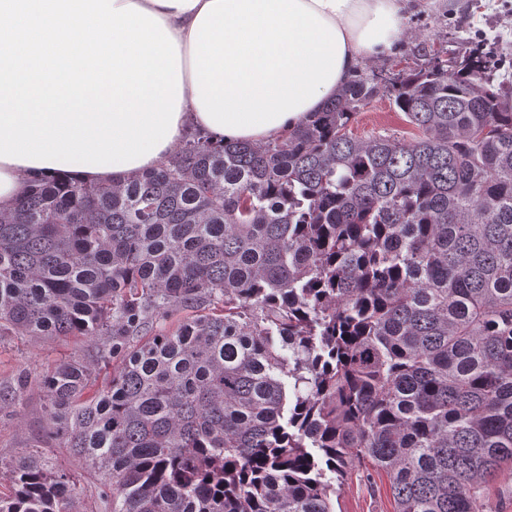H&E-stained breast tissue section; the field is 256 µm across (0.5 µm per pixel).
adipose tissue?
Returning a JSON list of instances; mask_svg holds the SVG:
<instances>
[{
    "mask_svg": "<svg viewBox=\"0 0 512 512\" xmlns=\"http://www.w3.org/2000/svg\"><path fill=\"white\" fill-rule=\"evenodd\" d=\"M130 3L162 19L179 46L177 131L228 143L287 135L403 32L399 0H116ZM56 174L0 160V210Z\"/></svg>",
    "mask_w": 512,
    "mask_h": 512,
    "instance_id": "1",
    "label": "adipose tissue"
}]
</instances>
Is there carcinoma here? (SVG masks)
Returning a JSON list of instances; mask_svg holds the SVG:
<instances>
[{"label":"carcinoma","mask_w":512,"mask_h":512,"mask_svg":"<svg viewBox=\"0 0 512 512\" xmlns=\"http://www.w3.org/2000/svg\"><path fill=\"white\" fill-rule=\"evenodd\" d=\"M494 70L466 51L357 74L283 141L192 135L156 169L42 178L0 211V335L119 357L100 389L103 353L43 379L51 437L111 512H335L326 472L356 460L395 512H487L512 465V81ZM381 92L416 139L350 132ZM10 480L0 512L77 492L34 455Z\"/></svg>","instance_id":"carcinoma-1"}]
</instances>
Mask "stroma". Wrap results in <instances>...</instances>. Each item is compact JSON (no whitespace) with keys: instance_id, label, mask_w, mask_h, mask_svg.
Listing matches in <instances>:
<instances>
[{"instance_id":"1","label":"stroma","mask_w":512,"mask_h":512,"mask_svg":"<svg viewBox=\"0 0 512 512\" xmlns=\"http://www.w3.org/2000/svg\"><path fill=\"white\" fill-rule=\"evenodd\" d=\"M479 48L502 56L504 73L512 76V0H406L404 33L394 53L369 58L386 74L427 63L431 50L455 54ZM361 138L394 136L412 141L418 134L388 95L375 97L352 124ZM96 342L86 336L33 340L0 336V389L16 387L20 374L28 383L19 402L0 411V492H7V470L20 455L45 457L50 465L69 470L77 480L72 512H108L106 489L96 474L68 449L51 448L46 440L42 378L58 361L94 353ZM336 512H395L386 476L356 462L336 487Z\"/></svg>"}]
</instances>
